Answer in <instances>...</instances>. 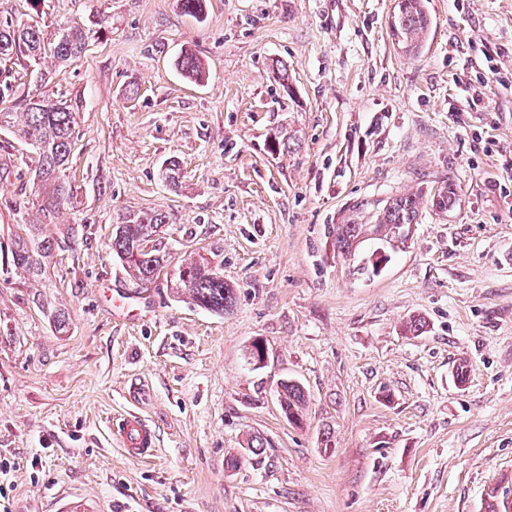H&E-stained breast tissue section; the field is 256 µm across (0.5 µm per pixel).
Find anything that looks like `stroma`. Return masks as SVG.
Returning <instances> with one entry per match:
<instances>
[{
    "mask_svg": "<svg viewBox=\"0 0 512 512\" xmlns=\"http://www.w3.org/2000/svg\"><path fill=\"white\" fill-rule=\"evenodd\" d=\"M395 5L206 0L199 21L180 0H0L45 42L96 32L68 64L43 58V85L0 63L5 107L36 91L79 114L50 226L75 248L39 278L0 280V512H480L482 483L512 469V90L466 86L491 62L512 75V0H428L416 57L391 36ZM185 50L204 81L176 70ZM284 129L296 149L270 152ZM172 159L175 190L160 175ZM35 167L19 129L0 132V238L42 218ZM448 178L453 209L423 207L377 275L349 274L328 225ZM128 211L169 214L159 247L221 265L232 310L134 284L109 247ZM107 283L149 315L115 316ZM413 317L422 335L403 332ZM285 379L307 394L298 425L277 401ZM129 411L156 431L152 463L110 433Z\"/></svg>",
    "mask_w": 512,
    "mask_h": 512,
    "instance_id": "35a3bbf8",
    "label": "stroma"
}]
</instances>
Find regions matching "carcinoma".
<instances>
[{"mask_svg": "<svg viewBox=\"0 0 512 512\" xmlns=\"http://www.w3.org/2000/svg\"><path fill=\"white\" fill-rule=\"evenodd\" d=\"M430 26L424 0H398L390 28L396 44L404 52L419 54L427 42ZM88 39L87 32L73 27L48 47L36 26L0 19V62L21 58L32 63L35 58L41 59L49 53L58 62L67 63L81 56ZM176 65L191 81L200 82L205 77V68L193 53L183 54ZM18 108L19 113L0 112V131L14 127L17 117L23 118L22 137L38 156L35 178L44 189L40 207L48 217L70 197L62 175L69 164L77 113L65 103L40 94L21 98ZM180 171L178 161L165 163L163 178L169 187L179 186ZM457 196V185L444 180L431 195V206L446 212L455 205ZM421 199L420 194H403L383 203L361 200L351 205L340 223L328 226L333 247L344 260L352 263L353 273L376 275L381 262L388 259L382 250L405 247L401 229L406 224L417 223ZM168 223L170 217L163 212L122 214L112 225L109 238L112 254L131 280L151 283L163 274L174 287L187 291L195 306L215 313L228 312L234 303V288L224 282V273L205 258L185 260L169 270L166 254L155 243L160 229ZM369 240L376 242L378 248L370 253L361 252V245ZM59 249L60 242L49 233L48 225L18 224L10 245L0 243V272L7 274L21 268L40 276ZM277 400L288 422L299 423L307 407L304 387L297 381L285 380L277 390Z\"/></svg>", "mask_w": 512, "mask_h": 512, "instance_id": "cac0c4a2", "label": "carcinoma"}]
</instances>
